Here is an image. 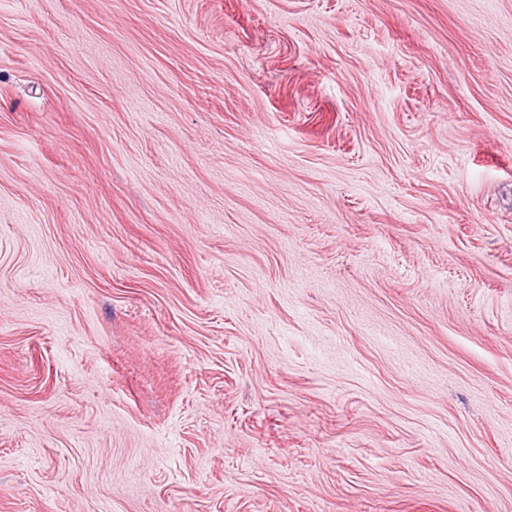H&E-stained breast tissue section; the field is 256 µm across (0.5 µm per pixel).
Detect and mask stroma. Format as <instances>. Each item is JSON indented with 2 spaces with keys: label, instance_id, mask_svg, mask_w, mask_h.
Instances as JSON below:
<instances>
[{
  "label": "stroma",
  "instance_id": "obj_1",
  "mask_svg": "<svg viewBox=\"0 0 512 512\" xmlns=\"http://www.w3.org/2000/svg\"><path fill=\"white\" fill-rule=\"evenodd\" d=\"M0 512H512V0H0Z\"/></svg>",
  "mask_w": 512,
  "mask_h": 512
}]
</instances>
